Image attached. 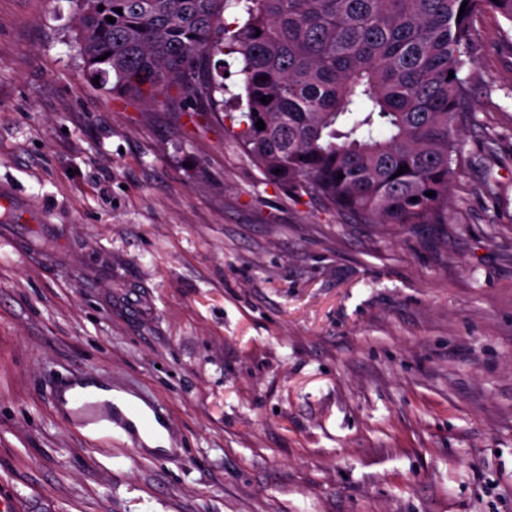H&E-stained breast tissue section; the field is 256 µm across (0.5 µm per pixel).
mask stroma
Wrapping results in <instances>:
<instances>
[{
  "instance_id": "stroma-1",
  "label": "stroma",
  "mask_w": 512,
  "mask_h": 512,
  "mask_svg": "<svg viewBox=\"0 0 512 512\" xmlns=\"http://www.w3.org/2000/svg\"><path fill=\"white\" fill-rule=\"evenodd\" d=\"M78 24L72 0H0V186L27 209L0 208V491L23 512H512V25L473 18L448 223L359 224L270 183L234 103L107 96ZM78 373L161 403L169 448L65 425Z\"/></svg>"
}]
</instances>
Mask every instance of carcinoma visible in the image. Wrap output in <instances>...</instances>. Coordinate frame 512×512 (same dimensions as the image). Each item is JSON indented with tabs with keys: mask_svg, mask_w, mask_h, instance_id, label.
<instances>
[{
	"mask_svg": "<svg viewBox=\"0 0 512 512\" xmlns=\"http://www.w3.org/2000/svg\"><path fill=\"white\" fill-rule=\"evenodd\" d=\"M73 2L83 67L114 99L176 90L215 108L227 89L211 59L239 54L242 150L288 193L361 224L448 223L471 116L472 19L489 10L512 24V0Z\"/></svg>",
	"mask_w": 512,
	"mask_h": 512,
	"instance_id": "obj_1",
	"label": "carcinoma"
}]
</instances>
